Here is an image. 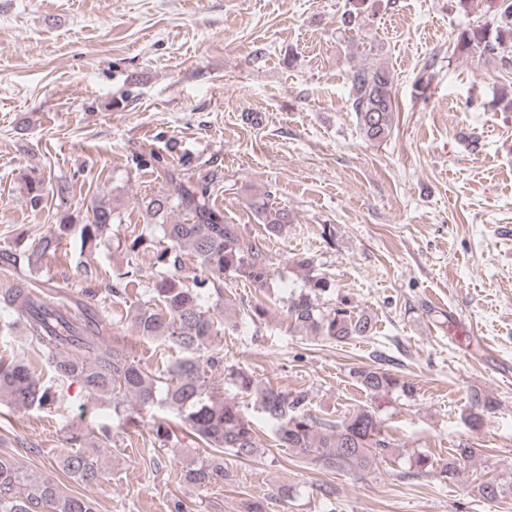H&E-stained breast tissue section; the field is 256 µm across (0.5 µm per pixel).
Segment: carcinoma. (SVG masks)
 I'll return each mask as SVG.
<instances>
[{
  "mask_svg": "<svg viewBox=\"0 0 512 512\" xmlns=\"http://www.w3.org/2000/svg\"><path fill=\"white\" fill-rule=\"evenodd\" d=\"M466 13L477 12L495 17L492 22L478 21L462 29L455 41L460 54L499 57L512 49V0H458ZM350 107L365 140L379 143L387 140L394 126L392 79L390 71L379 65L358 66L351 70ZM222 173L212 170L192 181L169 170L168 189L142 200L147 215L159 227L167 247L157 255L163 268L152 292L162 308L148 300L135 307L131 315L138 335L176 348L181 353L166 370H154L136 358L126 344L118 339L105 342L97 336L95 320L87 313L78 314L64 306H50L40 301L32 285L15 279L0 287V306L12 310L16 321L26 332V340L60 382H77L91 395H110L114 408L134 398L142 407L159 405L174 412L180 423L189 427L198 443L213 449L205 460L179 474V479L195 487L221 486L230 477L224 467V455L250 459L259 453L255 427L239 403L216 391L206 373L222 370L241 393L252 395L258 411L271 424L275 441L283 448L310 458V462L328 469L347 471L373 466L393 447L392 438L384 432L378 409L359 406L343 419L322 422L306 411L307 396L271 386H259L251 376L234 368L224 367V353H205L212 337L218 333L214 314L201 304L202 295L210 290L221 293L224 276L229 275L265 288L271 280L269 265L261 251L244 244L238 229L224 223V216L212 203V187ZM27 203L37 210L43 202L44 179H26ZM265 192L252 202L258 223L264 226L268 239L279 237L288 224L285 213L269 205ZM175 211L188 214L185 222H170ZM117 213L112 207L98 204L80 227L82 244L94 247L112 237ZM73 220L65 216L57 228L43 237L36 251L20 253L12 248L0 249V269L15 270L21 263L53 254ZM124 246L126 270L119 281L108 289L118 296L131 283L140 280L139 245L141 236L130 235ZM196 261L204 277L187 286L165 275L177 269L183 257ZM324 276H310L306 287L288 302L291 323L311 330L327 340L343 343L372 333L369 317L354 314L347 301L326 309L320 297L330 289ZM353 377L370 395L398 389L406 395L414 385L380 366L358 368ZM58 389L43 383L21 358L4 362L0 357V398L16 408L42 409L57 398ZM492 405L478 396L473 398L468 420L471 426L482 424L484 412ZM77 448L63 457L61 469L84 485H97L107 479L99 460L80 450L82 437L68 438ZM473 449H456L448 462L439 466L443 479L458 473V463L472 457ZM412 467L416 474L434 471V460L425 452L415 454ZM479 496L494 503L503 496V488L492 481L480 484ZM51 507L54 512H96L94 503L66 493L61 486L45 479L29 478L10 461L0 460V512H41Z\"/></svg>",
  "mask_w": 512,
  "mask_h": 512,
  "instance_id": "carcinoma-1",
  "label": "carcinoma"
}]
</instances>
